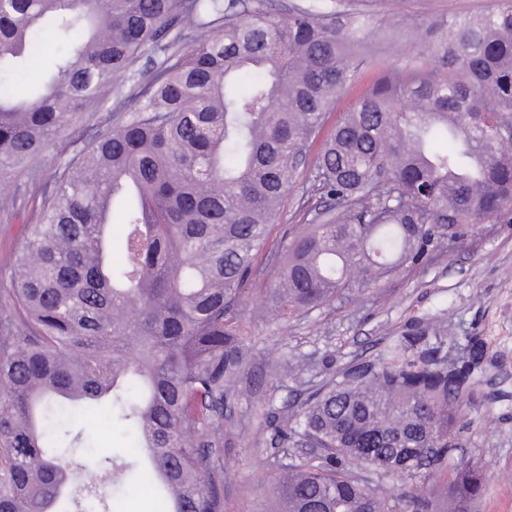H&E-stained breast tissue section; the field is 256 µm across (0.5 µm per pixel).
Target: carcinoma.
Listing matches in <instances>:
<instances>
[{"instance_id":"1","label":"carcinoma","mask_w":512,"mask_h":512,"mask_svg":"<svg viewBox=\"0 0 512 512\" xmlns=\"http://www.w3.org/2000/svg\"><path fill=\"white\" fill-rule=\"evenodd\" d=\"M335 5L282 17L270 0H0V211L48 147L77 146L39 191L0 316V512H109L134 474L167 512H224L228 401L267 377L246 347L255 317L350 301L424 260L442 226L512 213V0L427 27L423 66H383L313 154L371 34L366 18L338 33ZM50 36L53 69L17 88ZM147 45L163 58L87 136L77 119L112 113ZM302 156L313 224L255 307V260ZM446 345L419 320L266 414L271 447L305 449L280 469L278 512H439L480 496L482 471L450 460L482 345L456 359ZM96 415L149 465L95 448L81 419ZM371 471L444 482L388 497Z\"/></svg>"}]
</instances>
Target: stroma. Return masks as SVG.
<instances>
[{
	"label": "stroma",
	"mask_w": 512,
	"mask_h": 512,
	"mask_svg": "<svg viewBox=\"0 0 512 512\" xmlns=\"http://www.w3.org/2000/svg\"><path fill=\"white\" fill-rule=\"evenodd\" d=\"M492 0H401L395 17H387L381 0H336L335 24L349 32L357 14H365L374 31L370 51L357 81L338 94L327 115L336 120L361 96L386 65L416 64V38L427 23L451 16L474 15ZM23 209L0 215V311L9 310L14 254L30 222L34 190L19 178ZM310 182L300 177L283 200L269 246L258 258L260 274L252 288L262 295L284 263L298 227L310 215L299 212ZM444 248L426 261L382 278L356 302H333L296 320L283 321L264 311L247 340L251 364L263 371L283 361L296 372L267 380L262 386L241 384L231 397L233 432L224 443V512H276L271 493L277 464L290 454L274 455L269 433L260 423L267 412H282L300 401L326 377L375 358L390 340L400 337L414 318L440 326L448 352L457 355L470 337L485 352V381L462 403L463 430L453 453L457 462L486 470L482 495L464 512H512V222L455 224L443 231Z\"/></svg>",
	"instance_id": "obj_1"
}]
</instances>
